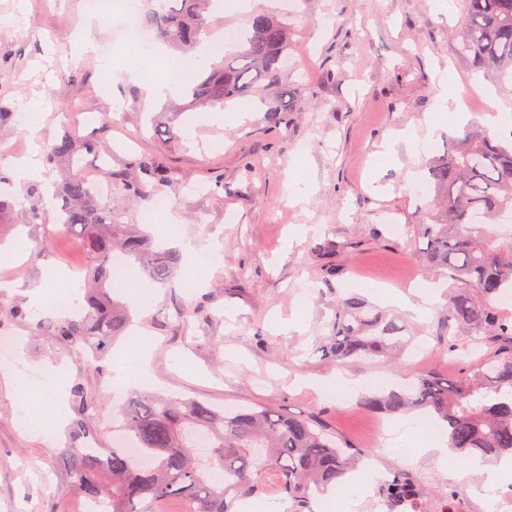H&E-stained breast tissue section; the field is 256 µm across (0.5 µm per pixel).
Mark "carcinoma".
<instances>
[{
  "label": "carcinoma",
  "instance_id": "obj_1",
  "mask_svg": "<svg viewBox=\"0 0 512 512\" xmlns=\"http://www.w3.org/2000/svg\"><path fill=\"white\" fill-rule=\"evenodd\" d=\"M213 7L215 0H173L147 14L142 24L159 39L202 53ZM459 37L460 58L512 85V0H463ZM239 44L236 55L203 67L206 75L187 91L190 105L222 106L249 91L282 85L287 19L254 13ZM216 55L215 50L207 52L209 58ZM295 107L296 99L278 95L269 103V122L287 123L286 113ZM96 150L95 142H77L67 132L44 150L45 164ZM136 167L135 178L109 184L123 196L151 201L163 195L169 172L150 156L140 158ZM427 170L435 204L430 223L421 225L428 242L424 261L448 270V277L460 285L448 300V321L467 329L475 344L497 345L501 357L480 366L470 378L422 375L400 390L368 393L360 405L385 414L422 411L447 430L448 447L455 454L499 461L512 457V319L503 316L493 299L512 292V245L500 241L489 225L512 215V139L468 131L432 159ZM13 187L11 171L0 164V214L13 206ZM55 198L61 201V224L80 229L87 240V279L93 287L82 297L80 313L50 321L52 334L102 361L132 325L129 312L112 298L114 253L142 263L143 272L156 283L173 277L181 254L153 248L147 238L127 229L112 198L96 194L80 176L61 184ZM27 203L32 220L46 205L39 186L30 188ZM333 328L322 351L338 364L384 354L403 343L401 327L357 296L336 299ZM71 396V446L59 450L67 476L63 495L99 502L105 512H157L156 505L173 498L185 503V512H237L241 498L268 491L270 475L288 512H311L314 497L346 486L348 474L364 455L358 448L339 446L306 418L266 407L226 411L149 390L136 393L122 412L131 448H99L93 422L102 411L100 398L79 382L73 384ZM201 436L209 441L206 456L197 450ZM216 467L224 472L222 482L213 478ZM411 490L413 479L405 475L385 486L382 495L396 502Z\"/></svg>",
  "mask_w": 512,
  "mask_h": 512
}]
</instances>
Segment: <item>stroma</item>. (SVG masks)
I'll return each mask as SVG.
<instances>
[{"label": "stroma", "mask_w": 512, "mask_h": 512, "mask_svg": "<svg viewBox=\"0 0 512 512\" xmlns=\"http://www.w3.org/2000/svg\"><path fill=\"white\" fill-rule=\"evenodd\" d=\"M251 8L274 11L291 25L284 86L298 108L277 127L251 93L232 102L247 109L244 122L211 124L203 122V108H185L179 95L147 100L142 80L129 77L127 59L112 60L115 84L105 82L95 60L72 64L70 35L85 20L81 0H0V16L11 19L0 27V161L12 164L31 143L50 145L66 130L95 141L98 150L77 164L61 158L48 166L44 177L54 186L77 173L98 178L104 167L131 178L136 159L154 154L171 172L165 196L181 232L201 243L219 240L222 249L205 287H187L183 268L167 284L145 283L155 299L136 320L153 343V390L307 418L392 470L405 417L365 410L361 395L407 374L464 379L497 355L486 346L460 363L442 349L449 335L465 333L449 332L444 319L455 283L420 259L425 166L465 131L499 137L506 128L489 120L482 95L468 102L463 120L432 121L443 89L437 71L448 72L445 89L454 95L486 84L456 55L451 32L462 19L461 0H449L445 11L434 0H251ZM36 94L45 120L32 131L18 114ZM116 94L124 101L118 112ZM406 128L419 145L402 143L387 153L389 138ZM294 183L306 190L297 203L286 191ZM298 224L308 233L291 237ZM326 239L334 250L315 251ZM0 245L24 254L19 264L0 267V336L14 339L31 368L65 365L70 380L103 398L101 445L111 447L112 416L121 404L107 376L59 344L48 323L36 327L12 314L14 306H28L29 290L45 286L46 263L88 265L83 235L64 228L50 204L30 223H0ZM421 282L434 285L438 301L418 316L403 302ZM348 293L394 315L405 335L427 347V357L356 359L339 367L323 356L317 339L331 334L336 297ZM183 309L193 313L190 324L177 317ZM341 376L355 383L343 400L317 392ZM16 412L14 389L0 380V512L28 505L82 512L78 498L61 496L66 475L53 445L22 431ZM412 457L429 484L451 480L464 495L482 481L480 472L462 473L440 453L417 448Z\"/></svg>", "instance_id": "35a3bbf8"}]
</instances>
